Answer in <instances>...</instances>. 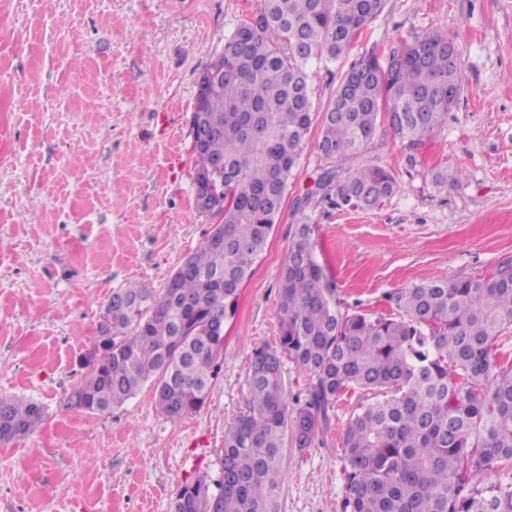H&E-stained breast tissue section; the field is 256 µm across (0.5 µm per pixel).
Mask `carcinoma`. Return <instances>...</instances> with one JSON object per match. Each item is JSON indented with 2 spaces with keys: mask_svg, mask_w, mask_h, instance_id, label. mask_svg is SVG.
<instances>
[{
  "mask_svg": "<svg viewBox=\"0 0 512 512\" xmlns=\"http://www.w3.org/2000/svg\"><path fill=\"white\" fill-rule=\"evenodd\" d=\"M385 6L261 0L225 39L198 116L213 135L192 146L193 182L210 185L195 205L219 222L160 292L137 283L112 292L100 309L112 326L99 323L72 405L105 413L149 382L170 419L204 406L224 346L214 323L236 312L316 118L315 147L330 164L318 186L336 207L362 210L398 188L386 168L352 165L371 141L391 133L415 147L447 127L463 60L454 39L433 30L391 49L385 65L374 52L354 63L316 113L312 65L346 53ZM316 230L294 229L278 286L279 345L254 352L247 410L217 451L220 479L185 483L169 512H280L285 448H311L328 406L353 389L372 402L345 431L341 512H512V482L485 481L512 464V364L496 356L512 330V263L398 288L388 316L343 311L316 258ZM285 357L308 379L305 392L288 391ZM45 417L33 399L0 395V441L31 434Z\"/></svg>",
  "mask_w": 512,
  "mask_h": 512,
  "instance_id": "cac0c4a2",
  "label": "carcinoma"
}]
</instances>
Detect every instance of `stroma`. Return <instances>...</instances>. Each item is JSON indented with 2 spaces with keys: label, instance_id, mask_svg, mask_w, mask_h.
I'll return each mask as SVG.
<instances>
[{
  "label": "stroma",
  "instance_id": "stroma-1",
  "mask_svg": "<svg viewBox=\"0 0 512 512\" xmlns=\"http://www.w3.org/2000/svg\"><path fill=\"white\" fill-rule=\"evenodd\" d=\"M259 6L0 0V394L47 408L33 435L0 442V512H169L185 481L218 480L216 450L246 409L253 353L279 344L296 225H317L337 298L368 313H389L395 289L512 260V0H387L341 59L314 69L311 88L322 112L371 52L424 30L456 40L465 90L447 127L416 149L385 134L359 157L388 169L396 193L370 210L331 206L317 186L327 162L308 145L224 324L203 408L171 421L148 386L106 413L70 407L113 290H161L214 224L194 203L197 81ZM368 401L359 389L341 396L315 445L287 453L280 512H341L343 437Z\"/></svg>",
  "mask_w": 512,
  "mask_h": 512
}]
</instances>
